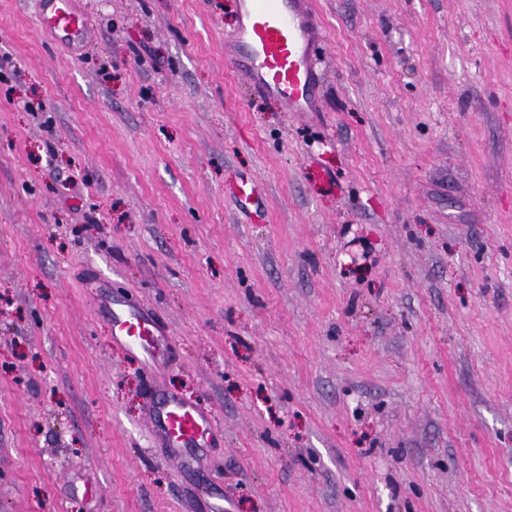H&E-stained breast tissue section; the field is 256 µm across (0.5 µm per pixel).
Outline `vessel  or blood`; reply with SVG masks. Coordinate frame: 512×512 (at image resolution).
<instances>
[{"mask_svg": "<svg viewBox=\"0 0 512 512\" xmlns=\"http://www.w3.org/2000/svg\"><path fill=\"white\" fill-rule=\"evenodd\" d=\"M45 29L79 42L87 31L73 0H44ZM241 21L226 52L228 64L245 72L262 92L281 100L291 112L316 106L318 72L314 63L315 13L311 0H240ZM99 313L112 328V339L135 353L153 376L163 372L170 349L163 325L130 299L106 294L96 299ZM156 436L177 454L184 468H195L191 451L209 442L211 413L178 397L157 394L150 401Z\"/></svg>", "mask_w": 512, "mask_h": 512, "instance_id": "vessel-or-blood-1", "label": "vessel or blood"}]
</instances>
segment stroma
<instances>
[{
    "label": "stroma",
    "instance_id": "obj_1",
    "mask_svg": "<svg viewBox=\"0 0 512 512\" xmlns=\"http://www.w3.org/2000/svg\"><path fill=\"white\" fill-rule=\"evenodd\" d=\"M315 2L289 112L238 0H75L73 52L0 0V512H512V0ZM157 388L214 417L197 469ZM99 313L112 328V339L135 353L142 368L158 378L170 349L163 325L141 306L125 297L102 293L96 298Z\"/></svg>",
    "mask_w": 512,
    "mask_h": 512
}]
</instances>
